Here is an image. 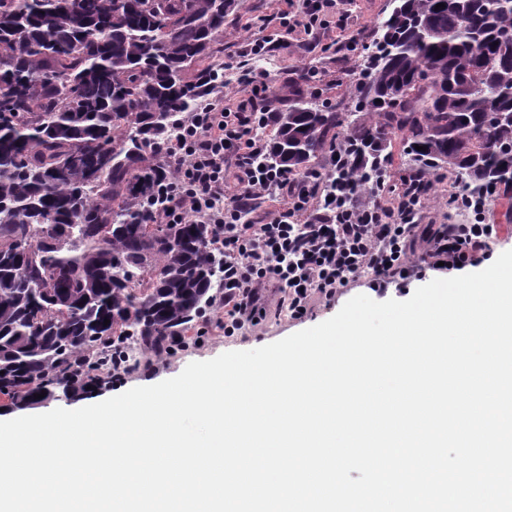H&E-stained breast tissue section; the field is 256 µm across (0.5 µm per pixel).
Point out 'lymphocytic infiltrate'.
Segmentation results:
<instances>
[{"mask_svg": "<svg viewBox=\"0 0 512 512\" xmlns=\"http://www.w3.org/2000/svg\"><path fill=\"white\" fill-rule=\"evenodd\" d=\"M286 16H300L303 31L314 39L328 34V15L337 0H285ZM265 113L230 112L223 100H205L201 108L179 120V132L165 146L167 160L179 175L159 185V224L193 219L222 229L217 245L224 253V333L232 336L267 313L264 290L279 288V307L289 318L303 317L313 295L333 300L361 276L374 290L391 279H404L423 269L472 265L497 236L484 216L468 224L419 227L422 196L407 199L377 190L358 197L339 181L345 151L330 154L327 172L306 175L265 172L253 163L265 147L253 136L264 126ZM233 160L242 199L268 195L289 186L288 199L264 224H244L240 202L224 200V163Z\"/></svg>", "mask_w": 512, "mask_h": 512, "instance_id": "f902f5d3", "label": "lymphocytic infiltrate"}]
</instances>
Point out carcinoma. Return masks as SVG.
<instances>
[{
    "label": "carcinoma",
    "instance_id": "cac0c4a2",
    "mask_svg": "<svg viewBox=\"0 0 512 512\" xmlns=\"http://www.w3.org/2000/svg\"><path fill=\"white\" fill-rule=\"evenodd\" d=\"M393 4L375 25L356 110L319 106L304 90L310 70L298 69L288 107L264 108L270 145L255 164L309 172L333 132L354 186L371 193L398 137L425 193L453 176L463 186L453 205L471 212L496 186L512 224V0ZM238 7L0 0V113L11 114L0 125L6 401L67 394L132 343L163 350L214 300L217 228L156 224L153 210L158 183L177 173L165 142L210 91L209 60Z\"/></svg>",
    "mask_w": 512,
    "mask_h": 512
}]
</instances>
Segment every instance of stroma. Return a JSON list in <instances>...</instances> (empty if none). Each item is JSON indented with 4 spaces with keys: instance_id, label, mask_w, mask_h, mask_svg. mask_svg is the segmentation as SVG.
I'll return each mask as SVG.
<instances>
[{
    "instance_id": "obj_1",
    "label": "stroma",
    "mask_w": 512,
    "mask_h": 512,
    "mask_svg": "<svg viewBox=\"0 0 512 512\" xmlns=\"http://www.w3.org/2000/svg\"><path fill=\"white\" fill-rule=\"evenodd\" d=\"M278 0H241L236 15L224 24V35L215 46L212 62L224 78V102L233 105L243 96L247 81L253 76H263L271 91L280 99H288L290 84L298 67L308 66L317 73L314 82L322 100L331 102L338 111L353 109L351 87L361 72V55L347 51L348 40L365 45L373 38L374 23L389 12V0H341L337 7L336 27L330 36L329 45L314 44L302 28L281 24L277 12ZM263 37L277 40L279 47L265 54L263 60L253 61L248 57L249 42ZM462 187L451 177H442L438 192L427 198L418 215L422 224H466L469 216L457 213L449 205L451 195L461 193ZM433 270L390 283L383 293H374L367 278H360L344 288L334 301L313 297L307 315L299 320L289 319L277 309L280 293L269 291V306L264 320L245 327L233 336L225 335L222 321L224 314L217 305H210L199 322L200 330L188 333L186 345L168 356L163 364H155L150 352L138 354V365L109 384L84 390L79 394L54 397L19 407L8 406L0 411V420L40 414L56 408L73 409L91 405L130 388L149 386L173 378L191 362L206 361L235 350L259 348L293 333L315 326L332 316L352 297L365 294L375 301L408 299L414 291L436 279Z\"/></svg>"
}]
</instances>
